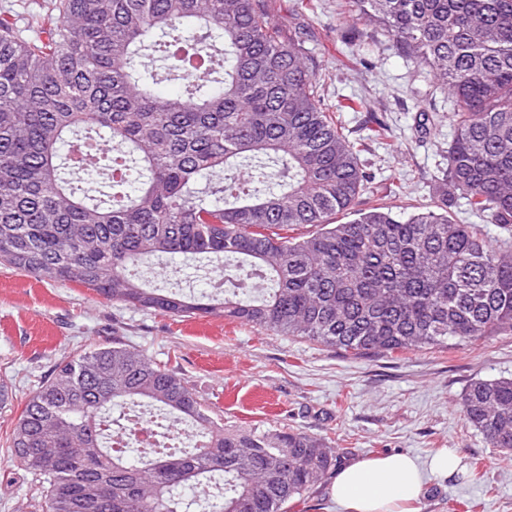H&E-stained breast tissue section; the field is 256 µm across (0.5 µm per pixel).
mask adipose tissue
<instances>
[{
    "mask_svg": "<svg viewBox=\"0 0 512 512\" xmlns=\"http://www.w3.org/2000/svg\"><path fill=\"white\" fill-rule=\"evenodd\" d=\"M456 471L457 461L450 454L426 466L409 454L367 457L340 468L330 494L344 512H413L430 479L447 478Z\"/></svg>",
    "mask_w": 512,
    "mask_h": 512,
    "instance_id": "1",
    "label": "adipose tissue"
}]
</instances>
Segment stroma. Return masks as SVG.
Here are the masks:
<instances>
[{
	"mask_svg": "<svg viewBox=\"0 0 512 512\" xmlns=\"http://www.w3.org/2000/svg\"><path fill=\"white\" fill-rule=\"evenodd\" d=\"M345 3L265 0L270 17L296 32L327 68L325 98L347 129L357 131L366 111L384 115L390 136L363 157L377 182L404 186L417 203H431L453 134L448 102L434 94L441 120L420 125L431 89L381 30L361 32L370 68L353 64L336 37ZM353 101L360 110L350 109ZM116 336L175 370L226 428L284 427L326 437L339 448L341 466L392 453L425 463L448 452L458 471L430 482L419 512H512V456L488 447L459 407L471 381L512 377V335L466 348L353 358L218 316L134 309L77 283L39 281L0 265V385L10 400L0 410V437L55 362ZM0 512H35L28 476L1 447Z\"/></svg>",
	"mask_w": 512,
	"mask_h": 512,
	"instance_id": "stroma-1",
	"label": "stroma"
}]
</instances>
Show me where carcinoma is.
<instances>
[{
    "label": "carcinoma",
    "instance_id": "cac0c4a2",
    "mask_svg": "<svg viewBox=\"0 0 512 512\" xmlns=\"http://www.w3.org/2000/svg\"><path fill=\"white\" fill-rule=\"evenodd\" d=\"M336 31L381 27L448 94L443 182L486 224L448 217V188L399 216L361 160L326 79L264 0H51L23 36L0 16V265L78 282L134 308L222 316L352 356L467 346L512 335V0H350ZM181 83L173 95L162 82ZM121 162L111 190L94 171ZM310 225L317 231L292 236ZM224 296L160 287L151 258ZM128 404L189 424L188 445L127 457L102 425ZM489 447L512 452V378L460 398ZM9 448L38 512H288L336 466V448L291 428L226 430L172 369L112 345L70 355L28 398Z\"/></svg>",
    "mask_w": 512,
    "mask_h": 512
}]
</instances>
